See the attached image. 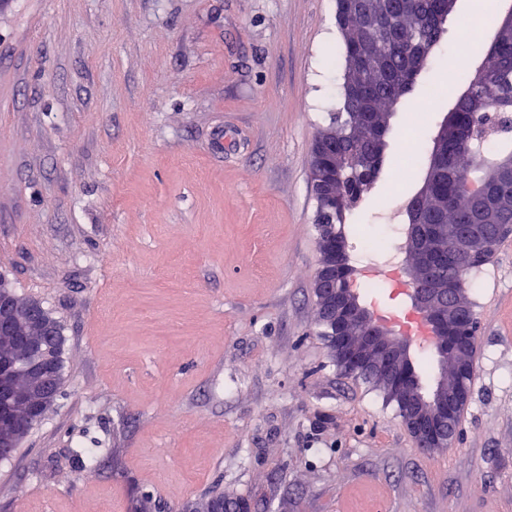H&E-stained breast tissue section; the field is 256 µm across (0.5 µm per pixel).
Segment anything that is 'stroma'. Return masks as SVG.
<instances>
[{
  "label": "stroma",
  "instance_id": "obj_1",
  "mask_svg": "<svg viewBox=\"0 0 512 512\" xmlns=\"http://www.w3.org/2000/svg\"><path fill=\"white\" fill-rule=\"evenodd\" d=\"M492 3L461 54L475 15L457 0L348 246L404 223L424 172L396 190L399 138L421 125L430 155L512 9ZM341 77L336 0H0V274L65 337L58 399L0 461V512H129L146 493L180 512L215 491L259 512H512V236L471 277L452 447L418 448L318 334L310 154ZM432 87L441 106L415 113ZM375 271L351 286L389 327Z\"/></svg>",
  "mask_w": 512,
  "mask_h": 512
}]
</instances>
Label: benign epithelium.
<instances>
[{"label":"benign epithelium","mask_w":512,"mask_h":512,"mask_svg":"<svg viewBox=\"0 0 512 512\" xmlns=\"http://www.w3.org/2000/svg\"><path fill=\"white\" fill-rule=\"evenodd\" d=\"M401 21V0L394 3L379 36L361 52L365 60L380 59ZM336 146L316 139L312 152L315 175L314 192L333 197L336 191ZM512 225L476 224L468 235H459L454 249L464 258L472 240L482 238L487 247ZM417 227L410 226L406 250L409 292L414 307L422 314L424 324L435 349L443 362H451L456 381L453 385L438 386L431 398L423 397L410 371L406 341L375 324L360 306L350 288L336 286L341 273H353L341 233L333 224L320 225L318 246L320 269L314 279V294L319 322L329 338L331 354L352 374L375 373L382 377L391 394L397 399L402 420L414 436L417 446L426 450L450 446L457 434V417L470 398L467 379L474 367L473 355L468 353L472 343L471 327L477 324L475 312L463 299L464 282L459 273L448 274V281L435 276L427 257L417 254ZM17 330L24 335L39 331L40 338L23 342L26 380L15 378L14 365L0 362V454L9 448L20 447L42 411L55 398L59 376L51 358L44 356L46 342L56 335V319L41 304L29 299L18 300L12 283L0 275V332ZM26 406L29 414L18 419L13 408Z\"/></svg>","instance_id":"1"}]
</instances>
